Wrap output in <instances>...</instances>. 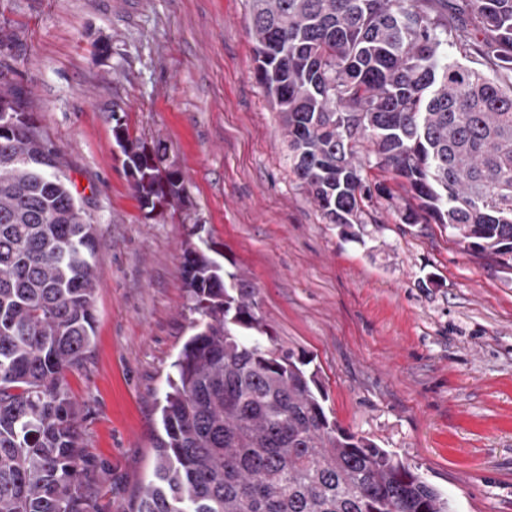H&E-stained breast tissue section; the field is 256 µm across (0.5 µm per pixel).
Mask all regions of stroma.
<instances>
[{
  "label": "stroma",
  "instance_id": "1",
  "mask_svg": "<svg viewBox=\"0 0 512 512\" xmlns=\"http://www.w3.org/2000/svg\"><path fill=\"white\" fill-rule=\"evenodd\" d=\"M249 0H0V68L97 226L95 339L65 374L83 491L122 512L152 468L191 335L193 225L245 271L276 343L317 369L348 432L408 462L454 512H512V274L388 203L343 239L288 166L253 76ZM162 145L190 204L142 210L113 128Z\"/></svg>",
  "mask_w": 512,
  "mask_h": 512
}]
</instances>
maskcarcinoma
<instances>
[{"label": "carcinoma", "instance_id": "obj_1", "mask_svg": "<svg viewBox=\"0 0 512 512\" xmlns=\"http://www.w3.org/2000/svg\"><path fill=\"white\" fill-rule=\"evenodd\" d=\"M255 77L288 163L346 238L396 194L512 272V0H249ZM476 54L493 77L448 56ZM144 209L185 205L184 176L113 128ZM92 215L58 151L0 93V512H96L81 491L79 411L63 372L95 337ZM183 242L189 310L152 477L124 512H453L410 465L327 413L318 371L278 346L246 272Z\"/></svg>", "mask_w": 512, "mask_h": 512}]
</instances>
